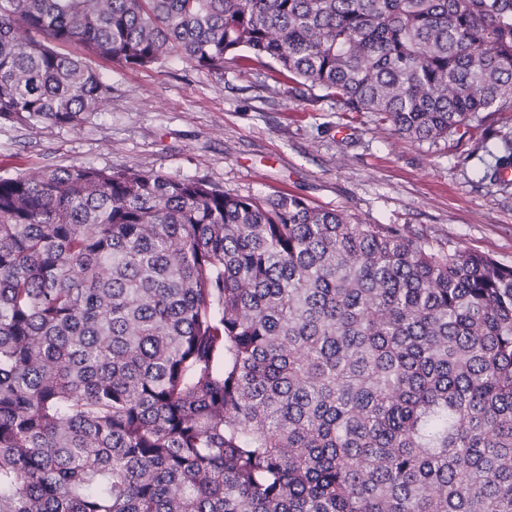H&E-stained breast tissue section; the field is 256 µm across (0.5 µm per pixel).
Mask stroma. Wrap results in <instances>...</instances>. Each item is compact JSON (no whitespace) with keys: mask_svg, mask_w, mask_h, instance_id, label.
Segmentation results:
<instances>
[{"mask_svg":"<svg viewBox=\"0 0 512 512\" xmlns=\"http://www.w3.org/2000/svg\"><path fill=\"white\" fill-rule=\"evenodd\" d=\"M92 65L112 85L105 110L77 128L0 117V176L78 165L204 179L241 195L279 190L512 265V184L484 177L507 149L510 113L417 141L321 90L292 97L269 69L231 58L220 76L175 58Z\"/></svg>","mask_w":512,"mask_h":512,"instance_id":"stroma-1","label":"stroma"}]
</instances>
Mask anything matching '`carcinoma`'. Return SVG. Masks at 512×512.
<instances>
[{
    "instance_id": "cac0c4a2",
    "label": "carcinoma",
    "mask_w": 512,
    "mask_h": 512,
    "mask_svg": "<svg viewBox=\"0 0 512 512\" xmlns=\"http://www.w3.org/2000/svg\"><path fill=\"white\" fill-rule=\"evenodd\" d=\"M241 50L410 139L512 111V0H0V116ZM0 512H512V266L282 191L0 177Z\"/></svg>"
}]
</instances>
